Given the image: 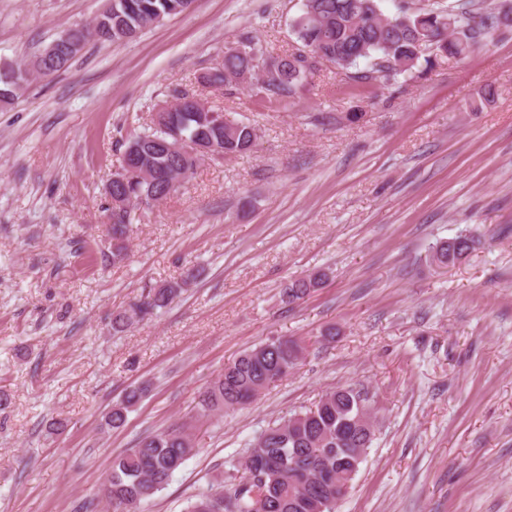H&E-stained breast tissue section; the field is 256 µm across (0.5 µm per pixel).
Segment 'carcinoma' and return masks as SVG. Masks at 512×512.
<instances>
[{"label": "carcinoma", "instance_id": "carcinoma-1", "mask_svg": "<svg viewBox=\"0 0 512 512\" xmlns=\"http://www.w3.org/2000/svg\"><path fill=\"white\" fill-rule=\"evenodd\" d=\"M194 0H108L97 16L94 29L70 30L73 47H63L56 62L45 59L42 50L34 59L0 68V104L10 105L30 86L22 71L50 70L55 75L91 41L123 42L135 38L148 26L189 10ZM512 28L508 12L490 0H461L446 9H405L390 17L378 0H302L301 13L291 31L297 46L291 53L275 55L250 35L225 48L216 66L202 76L203 87L219 91L234 78L266 80L252 87L255 95L270 104L285 106L324 62L348 73L362 59L373 62V73L390 81L411 72L423 61L418 42L426 40L435 54L461 60L488 37ZM181 90L169 97L177 101L151 126L130 130L124 143L120 170L114 176L113 193L121 203L107 209L112 234V263L128 256V227L138 213L159 204L176 192V186L192 178L200 161L213 157L203 147L215 142L221 156L244 155L256 139L255 127L244 121L214 117L215 108L204 110L181 100ZM182 140L184 151L173 153L170 145ZM477 241L459 235L436 244L431 261L446 268L468 257ZM199 276L192 267L183 278L149 289L128 306L112 313V331L124 332L169 307ZM327 273L318 269L288 280L282 300L296 303L321 287ZM302 345L288 337L268 340L241 353L224 373L203 391L204 415L218 414L252 402L265 389L285 378L298 365ZM143 387L128 389L121 401L105 415L109 429L122 427L129 412L141 401ZM374 428L367 395L351 386L326 392L304 411L265 428L245 451L244 461L233 466L244 475L231 482L220 473L210 489L188 500L185 512H336L329 491L347 476L350 459L358 449L370 448ZM189 435L179 429L141 438L112 461L106 479L112 493L107 506L112 512H139L140 503L165 488L192 453Z\"/></svg>", "mask_w": 512, "mask_h": 512}]
</instances>
